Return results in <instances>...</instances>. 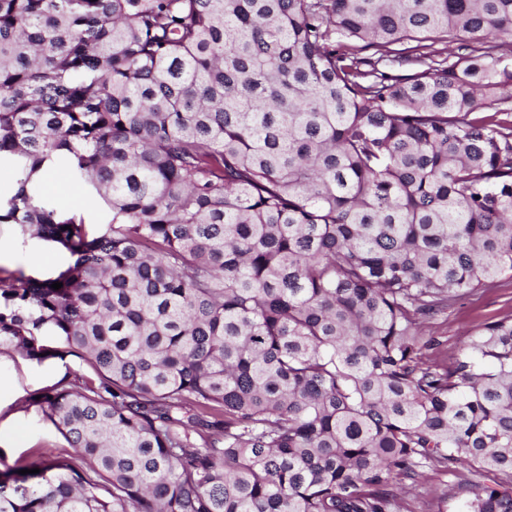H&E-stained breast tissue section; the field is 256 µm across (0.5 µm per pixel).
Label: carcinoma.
Listing matches in <instances>:
<instances>
[{"mask_svg":"<svg viewBox=\"0 0 512 512\" xmlns=\"http://www.w3.org/2000/svg\"><path fill=\"white\" fill-rule=\"evenodd\" d=\"M511 35L512 0H0V224L73 257L0 287V347L96 376L0 512H397L458 463L505 481L457 512H512V318L421 333L512 273ZM47 175L50 176L48 185L51 189L58 190L59 186L68 190V193L49 191L46 179H42L43 193L58 212L66 216L82 217L88 228L99 226L97 223L100 222L101 209L90 203L89 188L83 178L66 167L55 168Z\"/></svg>","mask_w":512,"mask_h":512,"instance_id":"cac0c4a2","label":"carcinoma"}]
</instances>
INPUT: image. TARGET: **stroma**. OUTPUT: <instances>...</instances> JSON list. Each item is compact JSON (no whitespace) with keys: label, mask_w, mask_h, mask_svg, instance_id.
Wrapping results in <instances>:
<instances>
[{"label":"stroma","mask_w":512,"mask_h":512,"mask_svg":"<svg viewBox=\"0 0 512 512\" xmlns=\"http://www.w3.org/2000/svg\"><path fill=\"white\" fill-rule=\"evenodd\" d=\"M49 176L55 189L47 197L57 211L84 219L87 227H96L101 210L91 204L85 180L66 167L51 170ZM71 261L65 249L22 237L15 225L0 224L1 280L9 283L22 275L50 277ZM506 317H512V277L508 275L500 277L493 287L453 303L425 324L423 333L438 337L441 354L451 357L468 347L486 324ZM91 374L87 363L73 355L38 363L9 348L0 349V469L13 467L20 460L42 464L74 456V448L29 398L63 378H87ZM498 479V474L489 471L474 475L462 468L426 470L424 477L404 493L403 512H453L460 490L472 483L492 485Z\"/></svg>","instance_id":"obj_1"}]
</instances>
